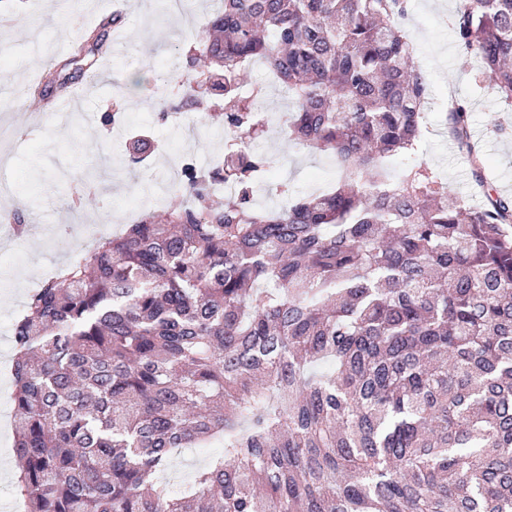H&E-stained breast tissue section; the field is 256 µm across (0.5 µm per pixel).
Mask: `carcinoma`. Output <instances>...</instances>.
Masks as SVG:
<instances>
[{"instance_id": "cac0c4a2", "label": "carcinoma", "mask_w": 512, "mask_h": 512, "mask_svg": "<svg viewBox=\"0 0 512 512\" xmlns=\"http://www.w3.org/2000/svg\"><path fill=\"white\" fill-rule=\"evenodd\" d=\"M407 0H224L177 101L236 134L185 203L94 241L14 322L24 512H512V199L471 207L426 164ZM482 81L512 100V0H460ZM288 92L289 140L336 186L264 209L240 71ZM90 71L98 41L71 58ZM450 134L483 182L467 107ZM150 143H128L134 164ZM217 181L237 194L212 199ZM217 441L178 494L180 448Z\"/></svg>"}]
</instances>
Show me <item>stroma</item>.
Wrapping results in <instances>:
<instances>
[{
  "instance_id": "35a3bbf8",
  "label": "stroma",
  "mask_w": 512,
  "mask_h": 512,
  "mask_svg": "<svg viewBox=\"0 0 512 512\" xmlns=\"http://www.w3.org/2000/svg\"><path fill=\"white\" fill-rule=\"evenodd\" d=\"M137 0H122L124 29L129 39L113 51L103 85L87 101L78 119L67 126L47 119L32 125L21 146L0 137V153L11 156L7 172L13 190L0 198L4 204H19L27 232L14 239H0V388L12 385L6 366L15 350L12 323L21 314L28 294L44 279L46 269L62 265L83 251L73 238L71 217L80 214L91 221L115 227L127 223L126 208L136 193L150 184L165 186V193L144 202L143 211L162 213L174 184L161 155H151L144 166L128 167L125 144L114 143L105 131L107 114L122 110L134 122L150 130V136L186 151L198 160L217 163L224 158V133L208 128L190 137L161 121L156 103L175 97L180 81L189 72L185 53L158 47L171 80L155 79V69L145 63L136 32L176 28L177 41L190 43L200 36L222 0H193V19L179 25L173 0H159L155 8H140ZM458 0H408L405 20L415 47L413 59L429 77L430 100L424 117L422 138L415 158L423 160L446 181L451 193L480 206L483 191H477L472 164L448 135V98L456 96L468 106L472 138L481 148L485 189L512 198V107L482 83L475 61L465 60L453 26ZM70 13V0H0V56L14 74V93L0 101V123L9 122L14 111L26 105L19 94L26 85H37L27 61L28 46L17 34L40 21L44 39L41 54L60 67L69 58L64 45L68 29L62 20ZM264 103L270 115V131L262 142V155L272 158V176L255 189L254 199L266 208L278 207L281 182H288L296 195L313 192L314 182L331 187L336 183V162L325 154L309 151L289 141L282 132L287 103L279 84H265Z\"/></svg>"
}]
</instances>
